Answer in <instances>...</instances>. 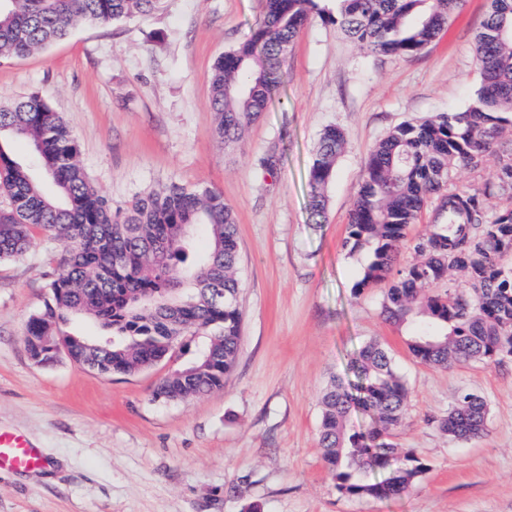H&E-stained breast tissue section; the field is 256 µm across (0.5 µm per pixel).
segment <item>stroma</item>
Returning <instances> with one entry per match:
<instances>
[{
	"instance_id": "obj_1",
	"label": "stroma",
	"mask_w": 512,
	"mask_h": 512,
	"mask_svg": "<svg viewBox=\"0 0 512 512\" xmlns=\"http://www.w3.org/2000/svg\"><path fill=\"white\" fill-rule=\"evenodd\" d=\"M265 0H163L146 16L79 25L46 48L0 60V104L39 94L78 144V160L113 207L171 182L221 192L236 215L240 348L224 386L177 402L152 389L188 362L102 376L61 357L31 360V315L48 301L61 245L35 235L0 262V427L48 459L0 472V512H512V359L445 368L415 359L410 328L381 312L383 287L353 289L368 250L349 251V212L370 149L392 127L464 108L480 85L475 35L487 0H465L446 31L410 57H372L335 25L298 33L282 87L226 147L209 107L213 66L245 41ZM346 149L325 218L310 220L308 171L328 125ZM377 339L408 388L392 437L428 470L396 500L346 497L319 448L320 397ZM489 404L487 430L451 440L439 427L462 393Z\"/></svg>"
}]
</instances>
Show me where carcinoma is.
<instances>
[{
    "instance_id": "cac0c4a2",
    "label": "carcinoma",
    "mask_w": 512,
    "mask_h": 512,
    "mask_svg": "<svg viewBox=\"0 0 512 512\" xmlns=\"http://www.w3.org/2000/svg\"><path fill=\"white\" fill-rule=\"evenodd\" d=\"M266 0L250 37L224 53L213 70L209 105L215 135L236 142L277 92L279 74L300 29L326 17L373 56L407 57L425 50L462 9L463 0ZM161 0H0V58L23 57L68 36L77 22L114 23L157 10ZM480 87L461 110L390 129L371 149L349 217L345 245L372 249L354 294L388 284L386 321L411 326L409 352L422 363H498L512 358V207L489 216L485 199L512 191V153L482 186L461 189L457 174L476 171L512 125V0H489L476 35ZM26 137L35 157L15 161L6 139ZM345 135L326 126L309 168V215L320 223L326 190ZM78 145L59 113L37 94L0 105V260H18L34 233L59 240L60 271L50 301L26 326L31 356L63 345L71 361L101 375H132L170 358L186 336L201 338L197 356L155 384L156 400L179 401L224 386L240 343L236 218L221 193L171 183L114 209L77 160ZM53 185L44 193L36 173ZM441 222L414 240L418 259L398 265L409 227L430 199ZM208 250L191 252L195 228ZM464 274L465 283L448 280ZM97 321L112 336L64 334L73 317ZM354 381H333L321 395L322 459L343 496L389 499L413 490L427 472L414 453L391 441L405 417L407 388L385 345L364 343L352 361ZM358 409L372 419L350 424ZM486 401L464 393L441 429L456 440L484 434Z\"/></svg>"
}]
</instances>
